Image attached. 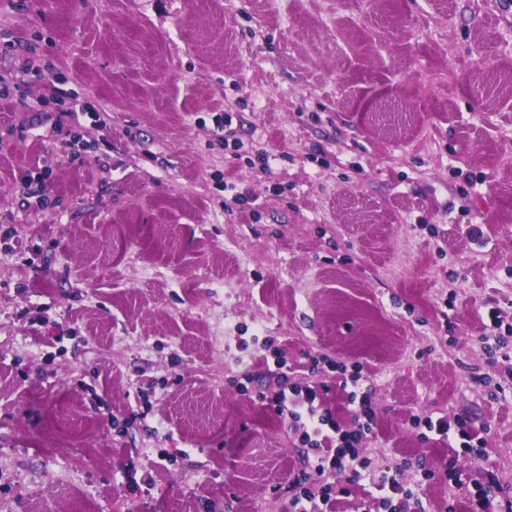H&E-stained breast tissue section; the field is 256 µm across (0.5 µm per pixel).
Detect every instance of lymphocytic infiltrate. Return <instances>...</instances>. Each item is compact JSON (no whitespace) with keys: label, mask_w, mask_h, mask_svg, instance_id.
<instances>
[{"label":"lymphocytic infiltrate","mask_w":512,"mask_h":512,"mask_svg":"<svg viewBox=\"0 0 512 512\" xmlns=\"http://www.w3.org/2000/svg\"><path fill=\"white\" fill-rule=\"evenodd\" d=\"M328 363L324 356L312 358L310 378L293 383L284 370V356H276L269 372L271 384L261 387L257 393L258 400L287 426L289 432L317 453L315 460L306 461L304 469L288 486V512H323L324 506L330 505L333 493L348 495V488H334L325 480L326 475L346 470L351 472L353 480L369 481L382 512H422V502L414 492L404 488L389 473L374 471L371 459L360 448L376 418L374 390L370 387L359 389L360 372L350 376V382L355 386L350 397L357 400L358 408L349 421H338L328 411L319 412L326 385L319 382L318 377ZM412 423L441 440L459 442L471 462H482L489 455L486 439L476 437L469 419L462 414L425 412L414 416Z\"/></svg>","instance_id":"1"}]
</instances>
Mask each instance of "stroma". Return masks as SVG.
I'll use <instances>...</instances> for the list:
<instances>
[{
  "label": "stroma",
  "instance_id": "stroma-1",
  "mask_svg": "<svg viewBox=\"0 0 512 512\" xmlns=\"http://www.w3.org/2000/svg\"><path fill=\"white\" fill-rule=\"evenodd\" d=\"M229 110L268 170L225 157ZM492 307L511 328L512 0H0V512H283L278 351L359 366L366 455L472 512L411 418L467 416L512 485ZM489 324H486V334L482 337V343L486 345L484 348L489 355H494L508 346L506 336H501L499 330L502 327L500 312L491 308L487 313ZM492 342V343H491ZM493 345L495 347H493ZM495 348V349H493ZM494 353V354H493Z\"/></svg>",
  "mask_w": 512,
  "mask_h": 512
}]
</instances>
